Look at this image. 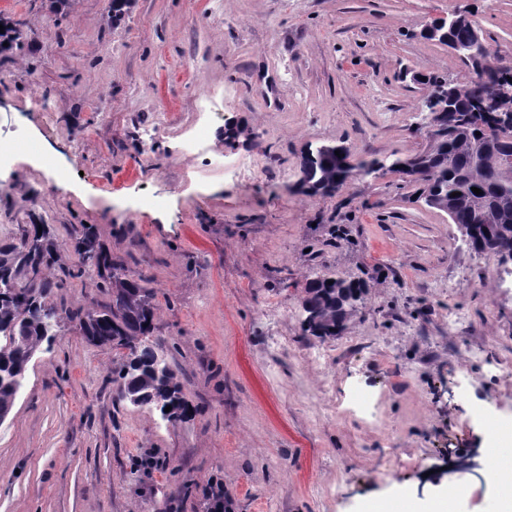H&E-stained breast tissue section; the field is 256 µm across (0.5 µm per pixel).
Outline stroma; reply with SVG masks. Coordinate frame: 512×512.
<instances>
[{
  "label": "stroma",
  "mask_w": 512,
  "mask_h": 512,
  "mask_svg": "<svg viewBox=\"0 0 512 512\" xmlns=\"http://www.w3.org/2000/svg\"><path fill=\"white\" fill-rule=\"evenodd\" d=\"M110 5L72 0L58 19L50 0H0L23 33L0 53V138L23 145L0 167V246L49 225L62 255L47 304L104 306L96 269L67 255L93 226L154 289L149 342L180 365L191 412L170 422L118 401L115 350L62 320L0 422V512H210L219 482L229 512H428L448 494L454 512H489L488 450L512 421V373L495 369L512 366V286L387 165L427 144L429 89L410 72L475 78L423 26L467 14L512 67V0H136L114 29ZM212 91L221 170L181 151ZM231 120L247 137L225 141ZM309 144L384 168L309 197L295 189ZM143 194L166 204L136 212ZM330 272L366 294L322 339L302 300ZM327 347L345 353L305 362ZM354 392L373 395V416L342 409Z\"/></svg>",
  "instance_id": "stroma-1"
}]
</instances>
